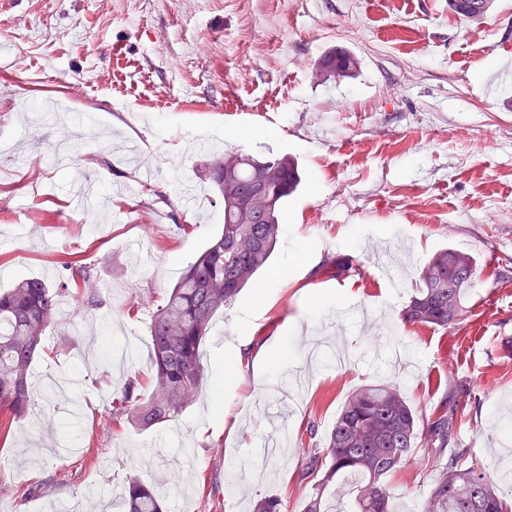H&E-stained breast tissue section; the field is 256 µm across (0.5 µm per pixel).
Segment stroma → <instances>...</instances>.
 Wrapping results in <instances>:
<instances>
[{
	"label": "stroma",
	"mask_w": 512,
	"mask_h": 512,
	"mask_svg": "<svg viewBox=\"0 0 512 512\" xmlns=\"http://www.w3.org/2000/svg\"><path fill=\"white\" fill-rule=\"evenodd\" d=\"M337 47L359 71L322 80ZM233 148L296 156L308 187L271 273L217 317L196 404L134 430L112 402L121 380L150 383L149 314L218 229L207 167ZM2 236L1 291L66 264L101 289L63 301L30 417L0 413V512H94L130 474L161 490L179 477L169 512H249L261 495L303 512V449L349 391L392 380L425 416L466 388L457 444L497 474L512 446V0L477 19L448 0H0ZM446 246L477 259L463 319L405 324ZM245 339L268 365L225 374ZM434 469L422 448L388 478L395 512H422Z\"/></svg>",
	"instance_id": "obj_1"
}]
</instances>
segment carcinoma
Masks as SVG:
<instances>
[{"mask_svg":"<svg viewBox=\"0 0 512 512\" xmlns=\"http://www.w3.org/2000/svg\"><path fill=\"white\" fill-rule=\"evenodd\" d=\"M453 10L477 18L491 0H448ZM328 72L346 76L358 67L350 52L332 51L320 60ZM223 206V224L187 262L150 316V367L153 387L141 392L130 378L120 391L112 415L135 429H157L184 413L208 383L202 346L218 313L243 289L257 284L271 265L285 232L284 207L303 182L296 158L270 153L255 157L226 150L208 167ZM476 258L451 247L434 252L418 274L414 294L402 311L412 325L445 328L465 312ZM94 277L85 266L71 269V279L49 283L24 278L0 293V411L25 418L35 398L32 365L43 337L58 319L60 297L92 296ZM458 417L454 399L448 409L429 417L411 407L395 383L361 385L351 390L336 416L323 448H311L301 460L299 478L311 484L304 512H329L325 491L348 497L352 512H393L386 479L422 445L435 459L436 475L423 512H512L492 477L464 465L469 449L448 452ZM119 512H164L155 489L134 474L126 478ZM252 512H281V501L262 496Z\"/></svg>","mask_w":512,"mask_h":512,"instance_id":"carcinoma-1","label":"carcinoma"}]
</instances>
